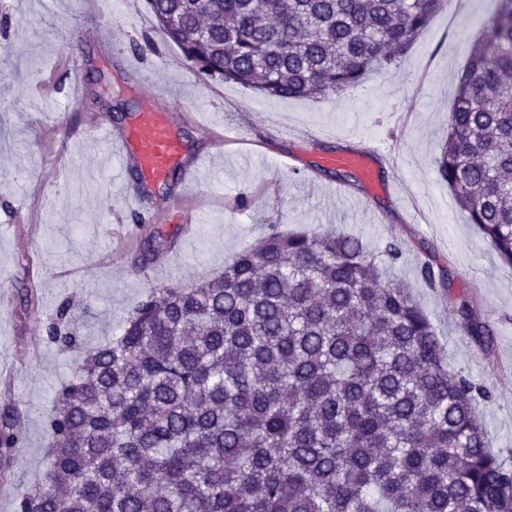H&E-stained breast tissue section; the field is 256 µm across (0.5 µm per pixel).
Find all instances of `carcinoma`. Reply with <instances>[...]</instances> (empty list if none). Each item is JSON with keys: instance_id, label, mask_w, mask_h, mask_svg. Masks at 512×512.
<instances>
[{"instance_id": "obj_1", "label": "carcinoma", "mask_w": 512, "mask_h": 512, "mask_svg": "<svg viewBox=\"0 0 512 512\" xmlns=\"http://www.w3.org/2000/svg\"><path fill=\"white\" fill-rule=\"evenodd\" d=\"M204 79L267 98L361 85L412 47L444 0H147ZM474 42L436 170L512 267V0ZM451 289L436 260L419 268ZM456 323L494 332L460 293ZM59 350L79 337L63 322ZM490 391L448 366L408 288L363 240L283 233L194 287L151 286L119 335L55 392L44 469L15 512H512V466L476 405ZM21 440L0 410V464Z\"/></svg>"}]
</instances>
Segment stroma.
<instances>
[{
    "label": "stroma",
    "instance_id": "35a3bbf8",
    "mask_svg": "<svg viewBox=\"0 0 512 512\" xmlns=\"http://www.w3.org/2000/svg\"><path fill=\"white\" fill-rule=\"evenodd\" d=\"M495 0H456L439 12L396 63L350 91L321 99H269L235 83L202 81L178 48L157 29L144 0H101L97 18L80 14L75 0H0V366L23 413L21 443L0 512H14L15 494L41 473L45 420L70 359L46 340L60 306L92 347L118 334L130 303L149 285H192L217 275L240 251L257 246L271 227L306 231L317 226L361 235L377 263L409 288L435 327L451 368L486 385L491 397L477 411L494 449L512 461V268L503 265L469 224L434 159L448 134L453 91L470 46L485 31ZM121 42L115 54L111 41ZM141 60L157 97L127 64ZM97 76V94L71 98L74 76ZM183 84L173 132L187 158L210 152L194 125L237 124L239 140L225 145L199 171L194 201L202 215L191 240L175 244L166 202L182 189L180 169L169 186L143 194L129 211L106 155H89L97 127L122 133L146 107L165 110L174 84ZM66 140L67 153L44 159L33 139L36 125ZM370 152L377 190L358 173L338 182L327 156ZM45 184L36 232L21 211L29 181ZM341 185L343 195L333 192ZM142 215L133 245L107 240L114 226ZM399 240L403 255L390 263L386 245ZM110 241L113 270L98 271L94 248ZM152 247L154 262L179 252L163 277L138 272L135 259ZM435 257L453 279L452 292L429 288L418 267ZM476 301L495 331L485 354L460 334L454 295Z\"/></svg>",
    "mask_w": 512,
    "mask_h": 512
}]
</instances>
